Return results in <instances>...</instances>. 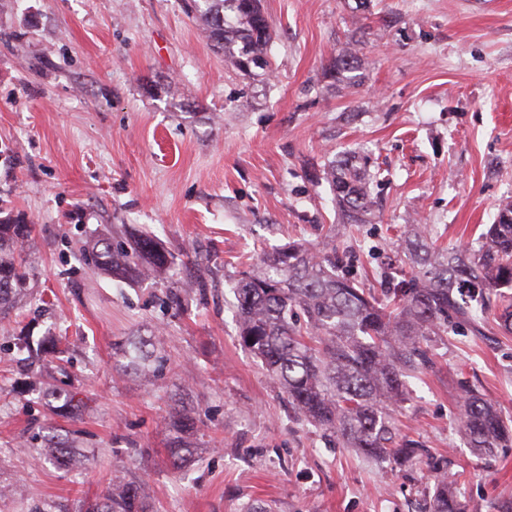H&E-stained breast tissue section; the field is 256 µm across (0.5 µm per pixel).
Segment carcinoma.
I'll return each mask as SVG.
<instances>
[{
    "label": "carcinoma",
    "mask_w": 512,
    "mask_h": 512,
    "mask_svg": "<svg viewBox=\"0 0 512 512\" xmlns=\"http://www.w3.org/2000/svg\"><path fill=\"white\" fill-rule=\"evenodd\" d=\"M190 7L207 39L240 76L252 83L269 79L273 31L259 0H190ZM257 60L264 66H256ZM360 63L356 49L340 48L325 76L336 86L354 87ZM323 175L346 223H369L378 186L371 154H338L323 166ZM31 233L22 219L0 217V319L27 295L20 250ZM412 235L406 245L410 271L386 281L379 296L344 270L336 248L328 252L295 241L262 252L233 289L239 341L262 361L298 418L367 457L399 466L418 462L424 453L419 442L398 436L393 407L404 402L408 378L430 362V338L448 335L458 321L476 322L472 301L478 297L512 301V203L499 209L476 249L438 247L422 224L412 225ZM85 255L131 279L156 276L168 265V253L148 233L126 247L98 239ZM38 350L52 360L62 354L53 335L42 337ZM121 354L126 367L145 378L166 362L160 343L142 338L129 341ZM49 393L62 411L83 404L71 391L51 387ZM459 421L470 447L482 455L512 447V425L473 390H464ZM164 424L173 468L188 466L194 417L178 410ZM42 454L76 470L93 458L92 449L55 435ZM433 480L428 512H464L448 479L437 472ZM82 512H149L148 493L143 484L116 476Z\"/></svg>",
    "instance_id": "cac0c4a2"
}]
</instances>
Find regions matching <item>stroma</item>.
<instances>
[{
	"mask_svg": "<svg viewBox=\"0 0 512 512\" xmlns=\"http://www.w3.org/2000/svg\"><path fill=\"white\" fill-rule=\"evenodd\" d=\"M274 32L266 84L239 77L186 0H0V202L33 228L31 296L0 321V512H78L113 475L145 482L153 512H425L431 467L468 512L512 505V448L477 454L459 433L463 387L512 420V334L490 308L429 346L395 411L428 464L364 458L300 420L241 346V256L329 228L361 287L400 265L408 225L444 247L476 243L512 201V0H261ZM358 44L359 86L324 70ZM369 149L375 223L352 230L307 163ZM151 234L156 278L122 282L86 241ZM61 369L18 349L47 331ZM162 343L152 380L123 372L129 333ZM79 392L55 414L46 384ZM179 393L197 421L195 461L168 462L163 419ZM79 437L84 471L40 463L50 435Z\"/></svg>",
	"mask_w": 512,
	"mask_h": 512,
	"instance_id": "1",
	"label": "stroma"
}]
</instances>
